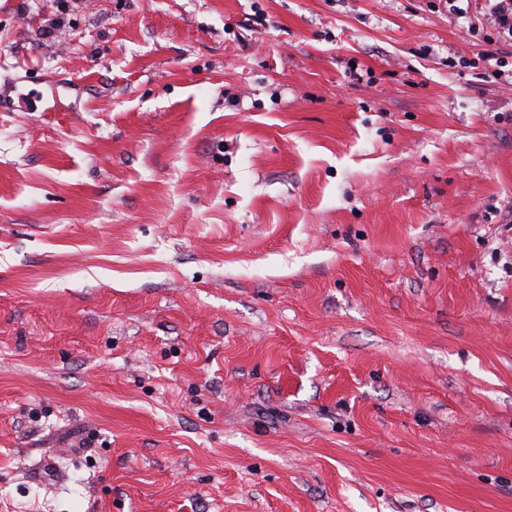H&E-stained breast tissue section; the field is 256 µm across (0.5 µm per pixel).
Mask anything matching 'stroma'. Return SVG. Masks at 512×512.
Listing matches in <instances>:
<instances>
[{"label": "stroma", "mask_w": 512, "mask_h": 512, "mask_svg": "<svg viewBox=\"0 0 512 512\" xmlns=\"http://www.w3.org/2000/svg\"><path fill=\"white\" fill-rule=\"evenodd\" d=\"M484 7L0 0V512H512Z\"/></svg>", "instance_id": "1"}]
</instances>
